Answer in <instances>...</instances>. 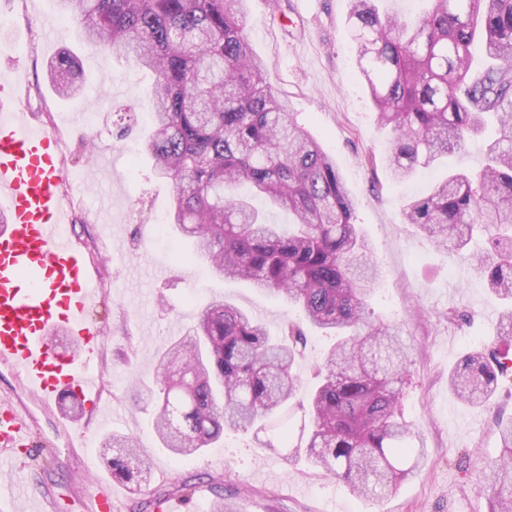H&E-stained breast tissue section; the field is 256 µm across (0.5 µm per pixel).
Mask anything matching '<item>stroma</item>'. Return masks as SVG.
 Returning a JSON list of instances; mask_svg holds the SVG:
<instances>
[{
  "instance_id": "stroma-1",
  "label": "stroma",
  "mask_w": 512,
  "mask_h": 512,
  "mask_svg": "<svg viewBox=\"0 0 512 512\" xmlns=\"http://www.w3.org/2000/svg\"><path fill=\"white\" fill-rule=\"evenodd\" d=\"M348 10L349 0H249L246 31L273 88L335 158L357 199L353 221L381 270L369 298L372 318L399 327L414 347L403 412L424 436L421 467L398 488L369 499L352 495L305 455L272 453L263 433L228 430L215 447L184 459L162 447L150 401L156 366L200 306L224 299L274 333L298 313L248 282L212 276L173 227L156 233L172 187L155 176L148 156L134 150L147 134L142 114L149 108L151 75L122 57L93 53L55 0H0V99L11 111L32 113L36 126L54 130L64 168L85 175L66 204L79 245L100 257L94 268L104 290L89 319L110 336L98 364L107 386L95 407L83 409L79 424L23 394L42 452L22 474L0 459L1 503L24 512L28 497L51 489L59 512H87L88 487L73 473L110 479L99 446L108 436L126 434L138 439L150 468L140 490L117 484L114 512H140L143 501L164 494L179 512H213V482L231 490L233 512H488L489 495L480 486L500 453L498 425L512 419V377L498 379L489 405L473 407L449 390L448 374L467 353L495 340L500 309L459 254L434 247L401 221L403 198L423 193L439 171L401 184L365 165V155H386L391 132L378 125L359 74ZM66 51L78 57L84 81L82 94L72 99L58 97L45 78L48 60ZM130 109L135 118L123 124ZM90 112L95 124L73 119ZM95 144L107 151L111 179L87 164ZM451 309L460 321L445 320ZM86 435L94 445L84 451ZM191 477L202 483L192 503L179 504L173 488Z\"/></svg>"
}]
</instances>
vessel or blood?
Returning <instances> with one entry per match:
<instances>
[{"mask_svg": "<svg viewBox=\"0 0 512 512\" xmlns=\"http://www.w3.org/2000/svg\"><path fill=\"white\" fill-rule=\"evenodd\" d=\"M56 137L26 113L0 116V363L47 408L98 395L95 365L107 336L90 323L91 268L72 233ZM65 332L67 347L50 339ZM24 406L0 394V451L13 460L32 448Z\"/></svg>", "mask_w": 512, "mask_h": 512, "instance_id": "1", "label": "vessel or blood"}]
</instances>
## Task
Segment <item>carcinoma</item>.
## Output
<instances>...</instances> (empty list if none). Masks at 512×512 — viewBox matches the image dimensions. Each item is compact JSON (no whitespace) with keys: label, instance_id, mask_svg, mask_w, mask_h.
Wrapping results in <instances>:
<instances>
[{"label":"carcinoma","instance_id":"1","mask_svg":"<svg viewBox=\"0 0 512 512\" xmlns=\"http://www.w3.org/2000/svg\"><path fill=\"white\" fill-rule=\"evenodd\" d=\"M76 14L94 52L132 60L155 74L153 120L141 144L157 175L171 182L166 223L193 241L212 275L249 281L336 337L307 394L309 460L360 497H375L411 476L426 448L404 419L409 347L397 330L368 320L379 272L353 223L356 203L336 160L297 120L269 82L245 32L247 0H57ZM348 23L377 122L393 131L383 164L405 182L495 123L477 171L448 170L401 213L435 246L466 249L501 306L503 344L468 353L448 384L483 406L498 376L512 373V0H431L408 21L379 0H350ZM76 59L50 61L62 96L79 94ZM262 198L292 216L270 224ZM299 326L273 336L224 300L201 308L156 368L155 432L182 457L199 454L224 430L272 435L288 449L293 373L306 347ZM502 452L487 477L489 512H512V421L499 423ZM112 477L140 486L149 469L138 440L102 444Z\"/></svg>","mask_w":512,"mask_h":512}]
</instances>
